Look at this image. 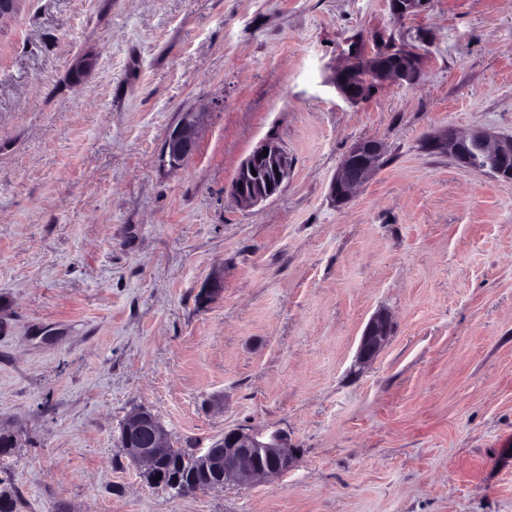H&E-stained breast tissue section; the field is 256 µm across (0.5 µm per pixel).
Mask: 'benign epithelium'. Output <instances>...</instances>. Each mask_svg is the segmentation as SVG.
I'll list each match as a JSON object with an SVG mask.
<instances>
[{
  "instance_id": "benign-epithelium-1",
  "label": "benign epithelium",
  "mask_w": 512,
  "mask_h": 512,
  "mask_svg": "<svg viewBox=\"0 0 512 512\" xmlns=\"http://www.w3.org/2000/svg\"><path fill=\"white\" fill-rule=\"evenodd\" d=\"M429 0H390L391 13L403 19L423 13ZM424 56L415 49L394 48L379 42L375 49L365 53L351 51L344 65L333 69L326 84L349 103H357L368 96L369 89L386 82L414 85L419 79ZM201 113L185 112L170 131L162 151V162L178 168L189 161L197 148V130ZM423 148L434 154L446 155L458 165L473 168L476 154L491 159L480 172L493 178L512 182V137L489 129L469 133L446 127L429 134ZM384 145L378 139L356 142L339 164L331 183V194L338 204L348 202L381 166ZM292 163L288 153L271 139L260 142L241 161L229 186V193L239 204L256 207L277 195L291 174ZM392 322L388 313L374 314L365 326L358 347V360H373L385 347ZM169 430L162 420L148 410L131 412L124 421L122 451L138 468L152 467L164 451ZM295 449L281 432H266L234 428L224 437L197 449L195 458L205 473L221 477V482L207 486L209 490L224 488L230 482L278 477L288 472Z\"/></svg>"
}]
</instances>
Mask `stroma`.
<instances>
[{"label": "stroma", "instance_id": "1", "mask_svg": "<svg viewBox=\"0 0 512 512\" xmlns=\"http://www.w3.org/2000/svg\"><path fill=\"white\" fill-rule=\"evenodd\" d=\"M379 34L420 46L422 75L346 102L325 79ZM185 112L197 150L170 169ZM448 126L512 135V0L399 22L389 0H25L0 19L16 512H512V182L424 151ZM269 138L291 177L240 206L230 183ZM369 138L384 162L336 206ZM380 310L390 340L358 362ZM137 409L203 447L280 430L296 457L174 496L117 442ZM201 113L185 112L177 125L170 131L162 151V162L178 168L189 161L197 148V130ZM384 145L378 139L356 142L339 164L331 183V194L338 204L348 202L381 166Z\"/></svg>", "mask_w": 512, "mask_h": 512}]
</instances>
